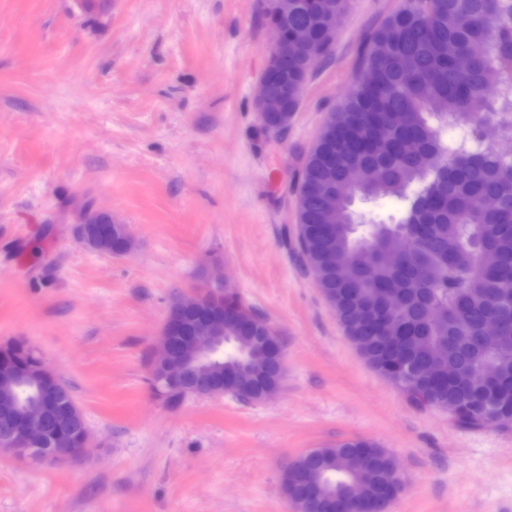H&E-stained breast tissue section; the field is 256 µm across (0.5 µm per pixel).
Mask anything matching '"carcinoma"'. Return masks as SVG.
Returning <instances> with one entry per match:
<instances>
[{
	"label": "carcinoma",
	"mask_w": 512,
	"mask_h": 512,
	"mask_svg": "<svg viewBox=\"0 0 512 512\" xmlns=\"http://www.w3.org/2000/svg\"><path fill=\"white\" fill-rule=\"evenodd\" d=\"M329 0H288L284 23L331 38ZM457 53L469 59L462 73ZM319 61L288 40L269 80L277 127ZM346 97L310 150L298 202V242L323 297L371 367L419 409L452 405L459 424L481 429L512 416V155L484 137L491 122L512 136V0H406L360 45ZM394 197L398 215L372 220L354 200ZM496 206L487 209L483 201ZM121 225L96 250L126 252ZM401 249L399 263L377 254ZM356 276L343 275L346 264ZM399 300L395 310L387 307ZM179 313L188 325L204 302ZM491 316L500 333L486 336ZM262 330L230 329L214 357L219 373L243 374L229 393L259 401L280 383ZM489 367L488 381L479 369ZM393 458L354 439L303 453L288 465L284 492L297 512H337L344 486L360 490L356 512H388Z\"/></svg>",
	"instance_id": "obj_1"
}]
</instances>
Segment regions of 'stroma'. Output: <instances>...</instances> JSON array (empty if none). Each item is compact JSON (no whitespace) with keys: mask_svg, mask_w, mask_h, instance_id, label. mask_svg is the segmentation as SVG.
<instances>
[{"mask_svg":"<svg viewBox=\"0 0 512 512\" xmlns=\"http://www.w3.org/2000/svg\"><path fill=\"white\" fill-rule=\"evenodd\" d=\"M264 0H0V346L21 339L66 383L93 435L82 461L0 456V512H295L281 477L304 451L385 448L389 512H512V428L412 406L346 337L300 260L297 181L357 50L402 0H350L284 133L256 96ZM90 203L135 241L116 257L71 225ZM223 273L275 329L269 400L150 381L171 303Z\"/></svg>","mask_w":512,"mask_h":512,"instance_id":"obj_1","label":"stroma"}]
</instances>
